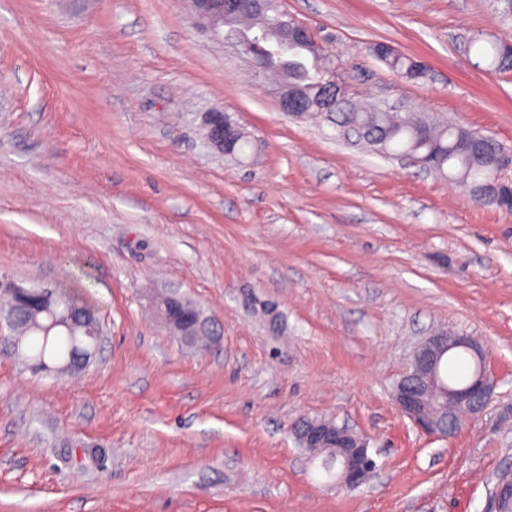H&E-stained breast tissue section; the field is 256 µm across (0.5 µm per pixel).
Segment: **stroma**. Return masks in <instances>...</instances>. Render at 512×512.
Here are the masks:
<instances>
[{
    "instance_id": "obj_1",
    "label": "stroma",
    "mask_w": 512,
    "mask_h": 512,
    "mask_svg": "<svg viewBox=\"0 0 512 512\" xmlns=\"http://www.w3.org/2000/svg\"><path fill=\"white\" fill-rule=\"evenodd\" d=\"M355 102H405L512 149V69L463 46L512 37L498 0H277ZM426 60L407 80L372 53ZM281 76L189 0H0V276L69 292L105 340L77 374L0 339V512H493L512 468V211L290 117ZM252 141L225 158L205 118ZM177 292L207 319L159 318ZM444 330L484 344L498 383L448 437L393 389ZM332 419L378 469L325 483L292 434ZM158 302L157 309L163 322L186 343H192L197 336L206 333V321L196 319L193 312L198 309L190 302L176 294L161 298L160 305Z\"/></svg>"
}]
</instances>
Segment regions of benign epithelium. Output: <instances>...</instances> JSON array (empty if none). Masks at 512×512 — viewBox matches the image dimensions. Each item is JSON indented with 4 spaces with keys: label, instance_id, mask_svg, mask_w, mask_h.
Segmentation results:
<instances>
[{
    "label": "benign epithelium",
    "instance_id": "1",
    "mask_svg": "<svg viewBox=\"0 0 512 512\" xmlns=\"http://www.w3.org/2000/svg\"><path fill=\"white\" fill-rule=\"evenodd\" d=\"M192 20L195 24L216 33L226 25L232 26L245 17L260 16L264 27L275 32L279 41L276 48L296 45L312 46L314 36L305 26H289L277 15L266 11L265 0H190ZM323 92L312 101L296 86L283 84L281 107L283 111L300 117L308 112H349L354 109L348 97L347 86L336 78V69H327ZM206 138L208 143L226 156H234L232 142L238 132L237 126L222 112H212L207 117ZM496 173L485 190L471 189L468 196L474 199L487 191L498 201L512 209V150L498 148L493 156ZM0 294L9 298L7 308L0 310V329H18L16 316L23 312L28 317L45 314L47 327L70 329L76 323L84 326L85 341L74 352L68 364L71 372L81 371L96 353L103 334L95 311L76 321L69 313L54 311L55 292L51 288H26L12 281L0 280ZM163 322L173 334L183 341L192 343L196 337L206 333V321H199L194 315L196 307L176 294L160 299L157 306ZM454 349L467 350L475 362L471 382L458 389H446L441 385L440 372L444 355ZM486 351L470 336L448 335L437 332L424 338L414 350L409 370L398 381L394 400L402 414L426 434L448 436L456 432V426L445 423V418L456 421L448 415V409L469 418L482 412L491 399L495 380L485 365ZM293 433L302 451L311 462L320 463L331 451H337L334 479L337 484L357 489L364 485L376 468L367 438L354 432L346 425L333 420L304 418L294 427ZM512 501V480L495 483L493 502L495 510Z\"/></svg>",
    "mask_w": 512,
    "mask_h": 512
}]
</instances>
